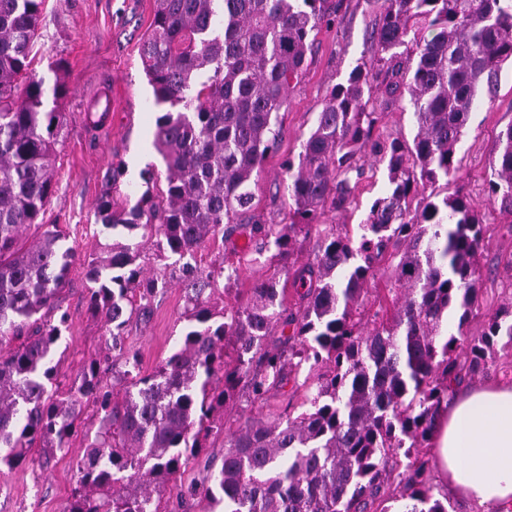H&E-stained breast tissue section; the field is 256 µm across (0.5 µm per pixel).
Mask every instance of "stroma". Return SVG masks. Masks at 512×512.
Instances as JSON below:
<instances>
[{
	"label": "stroma",
	"instance_id": "1",
	"mask_svg": "<svg viewBox=\"0 0 512 512\" xmlns=\"http://www.w3.org/2000/svg\"><path fill=\"white\" fill-rule=\"evenodd\" d=\"M155 0H45L41 35L32 49V73L43 83L44 107L64 112L66 126L56 144L53 194L39 221L65 230L66 246L76 259L60 294L61 311L69 328L54 359L57 382L68 389L80 380L83 363L95 357L105 342L99 318L87 306L89 256L105 241L98 205L111 197L116 209L136 207L142 192L165 190V166L153 147L156 120L163 109L154 102L143 71L138 46L154 16ZM381 19L380 0H340L335 24L322 28L308 55V67L288 93L278 114L281 136L277 152L265 160L251 189V211L242 224H285L291 200L282 163L298 156L302 142L316 123L322 105L352 67L372 53V36ZM61 96H54V89ZM108 109L103 125L84 120L89 112ZM512 123V65H504L492 99H481L457 146L460 167L449 191L469 196L486 214L487 233L479 256L478 307L470 317V335H479L487 314L512 305V277L505 265L512 260V218L501 215L486 195L489 161L499 132ZM152 171L145 184L144 171ZM389 189L386 163L367 158L355 198L345 210L326 220L357 234L373 201ZM249 244L248 234L206 242L194 255L203 269L235 263ZM140 263L149 278L161 280L145 316L127 328L126 345L138 355L139 371L148 375L172 353L185 322L187 285L173 275L172 259L160 257L146 244ZM83 435H75L68 450L33 463L0 470V512H64L77 481L78 460L85 453Z\"/></svg>",
	"mask_w": 512,
	"mask_h": 512
}]
</instances>
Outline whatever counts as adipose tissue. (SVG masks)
I'll return each instance as SVG.
<instances>
[{"label": "adipose tissue", "instance_id": "obj_1", "mask_svg": "<svg viewBox=\"0 0 512 512\" xmlns=\"http://www.w3.org/2000/svg\"><path fill=\"white\" fill-rule=\"evenodd\" d=\"M436 473L478 505H512V383L455 391L432 436Z\"/></svg>", "mask_w": 512, "mask_h": 512}]
</instances>
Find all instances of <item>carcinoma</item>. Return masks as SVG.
<instances>
[{"label": "carcinoma", "instance_id": "cac0c4a2", "mask_svg": "<svg viewBox=\"0 0 512 512\" xmlns=\"http://www.w3.org/2000/svg\"><path fill=\"white\" fill-rule=\"evenodd\" d=\"M42 4L0 0V345L17 343L0 354V466L25 463L35 448L70 447L89 401L97 427L86 432L89 452L65 512H165L166 497L173 512H367L377 500H401V512H448L413 449L430 447L448 382L496 374L497 352L512 354V308L468 336L481 209L460 193H431L413 210L410 198L456 177L478 96L512 63V0H382L373 55L332 88L298 159L285 161L292 219L250 226L252 250H274L279 272L297 236L318 233L314 258L293 276L294 306L272 275L218 311L206 292L224 269L205 274L184 262L188 330L142 376L125 334L156 290L141 287L140 244L106 243L88 261L87 300L107 352L65 392L55 387L53 357L67 317H44L75 253L58 225L37 223L65 120L44 111L43 83L29 77ZM329 9V0H156L139 56L155 104L167 106L154 134L166 191L156 201L145 190L129 213L102 198L103 229H140L181 259L241 230L236 217L251 207V181L276 149L278 113ZM406 96L412 143L381 138V111ZM371 155L388 159L391 190L372 203L355 240L322 219L351 203L360 161ZM490 170L489 200L512 216V123ZM31 227L40 234L28 245ZM394 255L401 292L390 310L367 283ZM278 325L291 333L273 338ZM304 366L313 378L308 409L295 416L288 404L224 425L231 401L262 405ZM211 438L223 439L221 465L178 482Z\"/></svg>", "mask_w": 512, "mask_h": 512}]
</instances>
